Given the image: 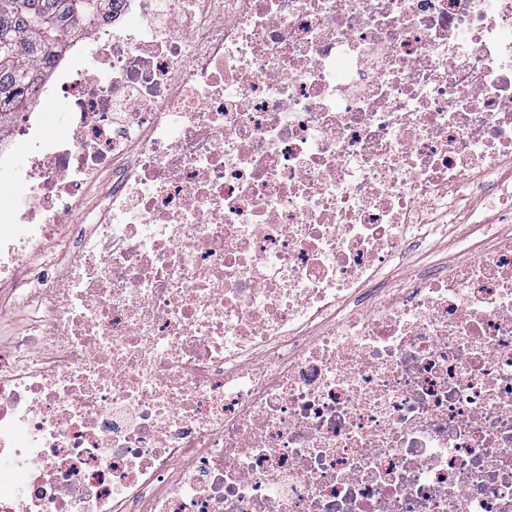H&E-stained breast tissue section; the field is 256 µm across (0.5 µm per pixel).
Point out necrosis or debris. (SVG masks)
<instances>
[{
	"label": "necrosis or debris",
	"instance_id": "4bbe7bcc",
	"mask_svg": "<svg viewBox=\"0 0 512 512\" xmlns=\"http://www.w3.org/2000/svg\"><path fill=\"white\" fill-rule=\"evenodd\" d=\"M92 30L0 122V512H512V0ZM29 313L25 309H17L0 321V340L7 341L11 335L21 332L28 323Z\"/></svg>",
	"mask_w": 512,
	"mask_h": 512
}]
</instances>
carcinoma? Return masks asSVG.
<instances>
[{
	"label": "carcinoma",
	"instance_id": "cac0c4a2",
	"mask_svg": "<svg viewBox=\"0 0 512 512\" xmlns=\"http://www.w3.org/2000/svg\"><path fill=\"white\" fill-rule=\"evenodd\" d=\"M111 0L87 12L83 0H0V118L32 107L33 89L48 76L49 65L63 56L65 38L81 33V25L95 20Z\"/></svg>",
	"mask_w": 512,
	"mask_h": 512
}]
</instances>
